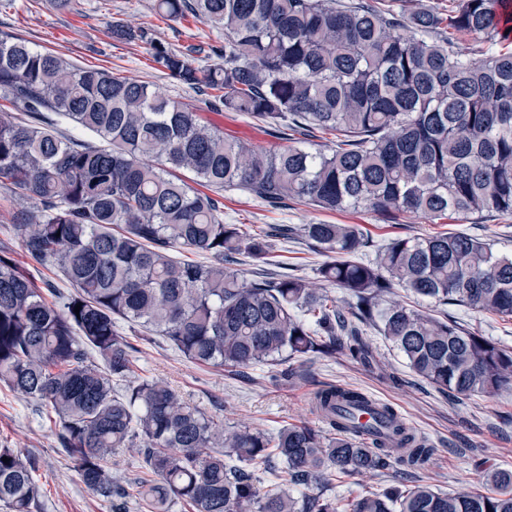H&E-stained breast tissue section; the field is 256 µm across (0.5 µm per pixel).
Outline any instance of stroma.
Masks as SVG:
<instances>
[{
	"label": "stroma",
	"instance_id": "1",
	"mask_svg": "<svg viewBox=\"0 0 512 512\" xmlns=\"http://www.w3.org/2000/svg\"><path fill=\"white\" fill-rule=\"evenodd\" d=\"M153 0H76L73 10L59 12L45 0H10L0 9V30L16 34L37 50H50L84 65H102L157 87L176 101H188L191 89L153 70L145 45L112 39V23L122 20L154 32L174 48L199 47V64L209 59L202 48L216 35L200 22L157 20ZM224 217L257 230L267 224L299 226L325 221L354 224L375 243L395 237H418L436 232H461L487 241L501 254L512 256V215L456 216L432 224L424 220L388 219L366 210L326 213L303 205L270 211L245 194L227 189ZM394 299L436 315H449L464 329L512 349V321L491 313L448 308L393 288ZM374 359L363 365L346 354L334 358L289 360L286 367L216 368L190 362L162 337L132 336L138 351L134 371L140 378L167 381L185 400L225 422L270 433L289 424L320 427L312 407L314 392L325 384L343 385L389 404L433 449L419 471L398 468L364 473L334 482L333 493L349 497L378 491L390 483L408 488L427 483L443 492H486L491 472L512 470V390L492 397L457 398L438 391L415 375L402 354L374 327H364ZM57 428L46 407L15 395L0 385V446L35 457L34 474L41 491V512H109L89 492L73 463L60 450Z\"/></svg>",
	"mask_w": 512,
	"mask_h": 512
}]
</instances>
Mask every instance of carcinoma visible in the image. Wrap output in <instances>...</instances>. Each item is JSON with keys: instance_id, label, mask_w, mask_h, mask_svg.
<instances>
[{"instance_id": "cac0c4a2", "label": "carcinoma", "mask_w": 512, "mask_h": 512, "mask_svg": "<svg viewBox=\"0 0 512 512\" xmlns=\"http://www.w3.org/2000/svg\"><path fill=\"white\" fill-rule=\"evenodd\" d=\"M508 2L448 0L443 15L409 12L403 0H154L163 19L224 34V45L208 46L224 62L207 66L193 65L200 47L178 50L112 22L113 40L146 44L153 69L201 95L188 103L0 31V188L18 204L10 230L27 258L0 250V384L51 409L59 447L110 512H129L109 466L121 448L148 471L138 490L146 512H512L507 470L491 475L490 494L417 484L331 495L335 478L420 469L432 448L388 405L359 433L369 400L333 384L314 395L325 431L226 425L163 380L131 379L137 348L118 329L123 320L164 336L197 364L250 368L338 352L366 363L361 326L373 325L442 392L511 389V350L385 300L398 286L512 320L511 257L439 233L395 238L359 260L371 239L354 224H269L251 235L224 223L217 196L237 188L271 209L308 203L432 222L511 215ZM466 38L492 47L478 55ZM205 112H243L282 143L241 140ZM63 123L103 144L65 135ZM321 134L334 145L309 147ZM295 236L327 256L315 268L320 285L284 262L272 278L234 269L242 257L273 258L274 241ZM177 248L205 260L180 261ZM37 266L57 268L74 292L40 286ZM329 286L346 291L348 309ZM273 459L280 471L262 493L255 471ZM36 469L0 447V512H40ZM292 485L317 492L295 498Z\"/></svg>"}]
</instances>
